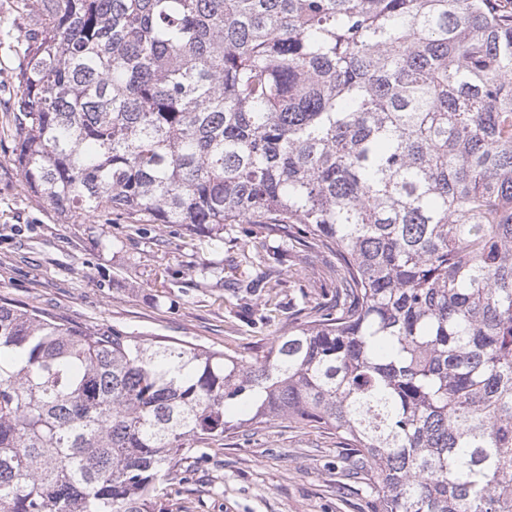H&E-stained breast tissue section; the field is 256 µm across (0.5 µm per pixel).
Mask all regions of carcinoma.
Here are the masks:
<instances>
[{
  "instance_id": "carcinoma-1",
  "label": "carcinoma",
  "mask_w": 512,
  "mask_h": 512,
  "mask_svg": "<svg viewBox=\"0 0 512 512\" xmlns=\"http://www.w3.org/2000/svg\"><path fill=\"white\" fill-rule=\"evenodd\" d=\"M10 118L70 224L336 250L250 356L0 300V512H155L247 423L328 427L373 512H512V0H22Z\"/></svg>"
}]
</instances>
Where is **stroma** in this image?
Listing matches in <instances>:
<instances>
[{
	"label": "stroma",
	"mask_w": 512,
	"mask_h": 512,
	"mask_svg": "<svg viewBox=\"0 0 512 512\" xmlns=\"http://www.w3.org/2000/svg\"><path fill=\"white\" fill-rule=\"evenodd\" d=\"M28 19L0 0V298L87 328L188 340L244 354L268 349L296 313L336 303L335 250L289 244L267 224H70L28 190L9 109ZM284 252L270 289L249 288L257 257ZM220 264L202 278V264ZM184 479L158 492L163 512H372L328 430L285 419L249 423L195 449Z\"/></svg>",
	"instance_id": "35a3bbf8"
}]
</instances>
